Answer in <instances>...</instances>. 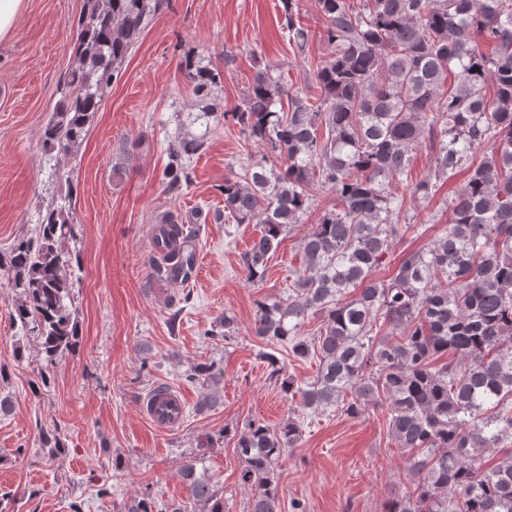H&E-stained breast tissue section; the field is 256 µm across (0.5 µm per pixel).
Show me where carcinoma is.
I'll return each instance as SVG.
<instances>
[{"mask_svg":"<svg viewBox=\"0 0 512 512\" xmlns=\"http://www.w3.org/2000/svg\"><path fill=\"white\" fill-rule=\"evenodd\" d=\"M316 2L329 49L308 69L319 96L283 90L266 63L243 106L223 112L266 151L244 175L224 179V221L262 225L243 256L249 280L264 278L282 233L310 213L315 184L337 200L304 238L291 293L258 305L254 333L298 360H319L301 389L304 407L357 416L386 406L389 435L416 478L390 512H512V0ZM161 3L86 0L75 64L43 131L47 152L67 154L84 140L104 88ZM281 4L288 40L303 51L310 35L295 23V0ZM185 66L200 99L221 82L189 56ZM426 140L430 170L415 183L411 152ZM202 145L184 137L169 152L168 189L190 183L185 159ZM484 145L490 154L476 166L473 152ZM465 169L471 175L446 201L441 236L404 256L390 280L377 279L414 228L400 223L395 186L428 199ZM72 229L66 208L52 205L35 236L0 253L17 292L12 320L50 362L79 343L68 303ZM182 230L163 220L155 247ZM192 267L193 254L173 249L157 272L186 281ZM314 314L322 326L309 339L301 328ZM446 354L451 361L438 363ZM299 436L292 419L239 434L241 481L256 487L250 512H281L273 467ZM183 476L196 512H224L195 462Z\"/></svg>","mask_w":512,"mask_h":512,"instance_id":"obj_1","label":"carcinoma"}]
</instances>
